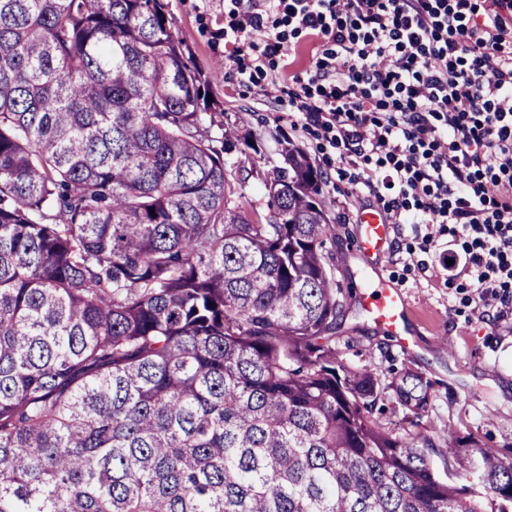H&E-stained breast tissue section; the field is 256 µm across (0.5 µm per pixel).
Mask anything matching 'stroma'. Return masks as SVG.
<instances>
[{
    "label": "stroma",
    "instance_id": "1",
    "mask_svg": "<svg viewBox=\"0 0 512 512\" xmlns=\"http://www.w3.org/2000/svg\"><path fill=\"white\" fill-rule=\"evenodd\" d=\"M180 38L194 55L209 81V94L232 120L249 113L246 126L260 140L271 163H279L281 139L299 146L321 172V190L330 202L328 213L336 229L326 250L339 283L352 289V308L336 332V345L346 361L357 365L372 360L386 376L402 367L423 372L431 383V401L421 425L443 431L454 429L477 437L490 448L512 446V311L487 307L477 311L473 289L465 275L449 276L443 263L461 244L448 233L436 235L424 224L397 225L383 255L366 261L356 250L357 225L362 210L377 207L362 186L339 180L337 153L302 125L291 124L285 106L270 93L271 81L291 83L305 71L321 41L305 34L293 37L291 61H266L253 84H239L229 76L231 43L222 35L229 17L224 0H167ZM379 281L401 289L409 309L404 338L391 336L376 324L363 305L366 285Z\"/></svg>",
    "mask_w": 512,
    "mask_h": 512
}]
</instances>
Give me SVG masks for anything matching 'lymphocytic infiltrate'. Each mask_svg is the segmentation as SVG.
<instances>
[{"label": "lymphocytic infiltrate", "instance_id": "lymphocytic-infiltrate-1", "mask_svg": "<svg viewBox=\"0 0 512 512\" xmlns=\"http://www.w3.org/2000/svg\"><path fill=\"white\" fill-rule=\"evenodd\" d=\"M235 54L324 36L292 111L376 161L393 224H439L480 306L512 302V0H227Z\"/></svg>", "mask_w": 512, "mask_h": 512}]
</instances>
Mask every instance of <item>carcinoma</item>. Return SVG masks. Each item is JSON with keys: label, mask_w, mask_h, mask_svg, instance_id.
Segmentation results:
<instances>
[{"label": "carcinoma", "mask_w": 512, "mask_h": 512, "mask_svg": "<svg viewBox=\"0 0 512 512\" xmlns=\"http://www.w3.org/2000/svg\"><path fill=\"white\" fill-rule=\"evenodd\" d=\"M205 84L163 0H0V512H512V448L345 362L320 172L251 216ZM375 416L378 417L380 422L385 426H390L392 428L411 429L408 423H404L401 421L403 417L402 412L398 411L397 409L394 412L392 396L390 391L387 392L384 401L378 404L375 411ZM395 424H397V426Z\"/></svg>", "instance_id": "cac0c4a2"}]
</instances>
